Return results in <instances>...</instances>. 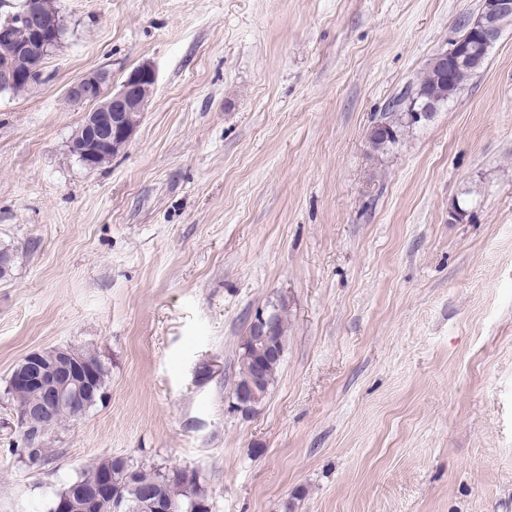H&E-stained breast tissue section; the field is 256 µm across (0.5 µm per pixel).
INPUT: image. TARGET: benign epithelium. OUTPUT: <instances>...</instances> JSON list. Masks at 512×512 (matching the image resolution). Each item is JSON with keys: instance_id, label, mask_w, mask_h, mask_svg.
I'll list each match as a JSON object with an SVG mask.
<instances>
[{"instance_id": "benign-epithelium-1", "label": "benign epithelium", "mask_w": 512, "mask_h": 512, "mask_svg": "<svg viewBox=\"0 0 512 512\" xmlns=\"http://www.w3.org/2000/svg\"><path fill=\"white\" fill-rule=\"evenodd\" d=\"M512 18V0H482L478 15L469 22L472 39L453 41L451 47L436 52L431 58L448 93L455 92L448 62L458 66L473 67L478 64L476 47L494 43L503 23ZM59 20L42 17L29 10L9 16L0 28V39H5L13 28L29 32L28 41L20 44L16 52L31 61V68L40 69L44 59L52 52L58 40ZM156 82L155 71L148 65L132 70L116 91H109L112 75L107 70L91 71L66 89V97L74 102H89L94 108L85 113L81 126L83 136L72 143L70 149L82 160L85 167L93 169L106 150L114 152L125 146L136 131L130 123L131 114L146 111ZM277 312H258L249 330L251 342L263 344V353L257 363L280 355L278 346L270 340L269 327ZM13 389L37 386L41 396L38 402L28 406L20 421L29 429L44 427L57 414L67 409L75 415L88 411L98 399L95 371L76 356V349L51 348L36 350L25 355L14 366L9 378ZM51 512H126V506L112 484V468L102 471L99 481L87 488L81 483L54 502Z\"/></svg>"}]
</instances>
